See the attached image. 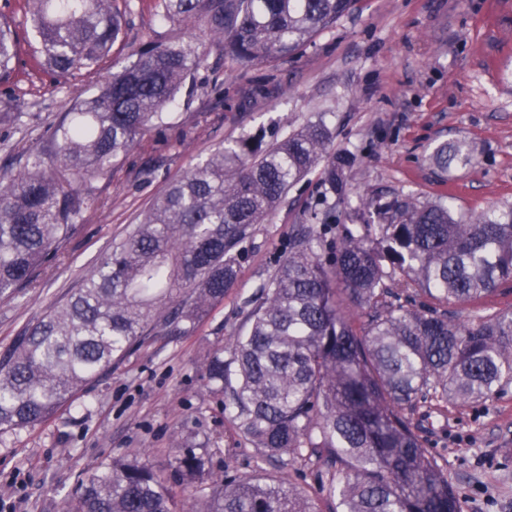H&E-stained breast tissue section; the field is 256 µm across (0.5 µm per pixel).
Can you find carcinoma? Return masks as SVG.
<instances>
[{"label":"carcinoma","mask_w":512,"mask_h":512,"mask_svg":"<svg viewBox=\"0 0 512 512\" xmlns=\"http://www.w3.org/2000/svg\"><path fill=\"white\" fill-rule=\"evenodd\" d=\"M355 0H162V18L201 20L241 67L295 55ZM38 46L65 77L94 70L123 36L112 0H27ZM17 39L0 22V79ZM204 62L193 39L146 43L97 94L47 128L52 154L0 168V293L32 284L76 228L80 180L104 175L172 104ZM23 113L0 101V124ZM325 116L269 146L247 138L163 192L82 286L0 356V431L36 426L161 331L188 336L237 280L243 244L320 163L323 190L259 294L248 330L202 366L210 391L271 458L318 459L331 512H460L414 421L491 399L512 383V311L458 320L512 282V203L462 213L444 200L349 199L348 151L330 155ZM465 140L438 146L440 171L472 163ZM365 220L327 239L336 206ZM229 357H224V354ZM188 449L175 469L190 512H319L279 479L226 480ZM149 466L114 460L82 483L72 512H175Z\"/></svg>","instance_id":"obj_1"}]
</instances>
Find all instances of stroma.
<instances>
[{
  "mask_svg": "<svg viewBox=\"0 0 512 512\" xmlns=\"http://www.w3.org/2000/svg\"><path fill=\"white\" fill-rule=\"evenodd\" d=\"M112 7L127 25L110 63L124 64L146 42L179 38L196 39L205 62L164 122L108 174L85 182L87 206L57 259L33 285L0 294V354L80 286L169 184L221 147L258 135L271 143L323 114L334 129L333 151L357 157L352 195L449 196L473 212L512 202V0H357L300 53L246 71L204 26L163 20L161 0H112ZM4 15L20 46L0 96L18 99L27 116L0 124V166L18 170L32 151L49 149L47 123L93 96L105 72L58 78L42 64L22 0H11ZM459 138L471 143L472 163L441 173L430 154ZM321 181L313 169L257 225L234 287L192 335L153 337L46 423L0 433V512H67L80 480L114 459L148 464L177 506H186L193 490L174 457L188 437L206 442L214 474L285 478L331 512L319 464L266 458L237 433L201 376L210 351L246 331L245 304L285 256ZM429 427L427 446L462 512H512V385Z\"/></svg>",
  "mask_w": 512,
  "mask_h": 512,
  "instance_id": "35a3bbf8",
  "label": "stroma"
}]
</instances>
